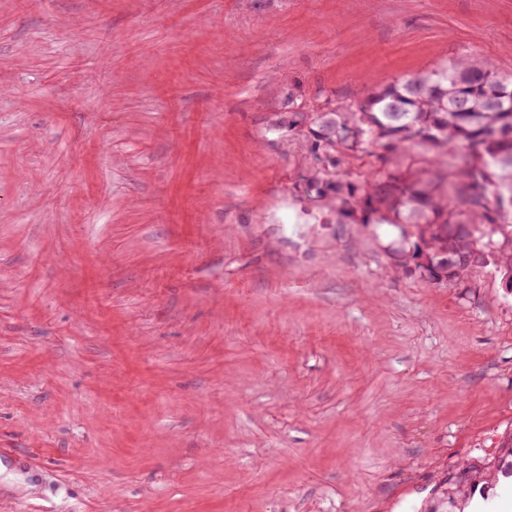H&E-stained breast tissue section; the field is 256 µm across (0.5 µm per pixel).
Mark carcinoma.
<instances>
[{
	"label": "carcinoma",
	"instance_id": "1",
	"mask_svg": "<svg viewBox=\"0 0 512 512\" xmlns=\"http://www.w3.org/2000/svg\"><path fill=\"white\" fill-rule=\"evenodd\" d=\"M288 130L312 141L305 196L362 224L414 228L412 257L421 276L452 282L476 254L512 271V79L486 60L453 64L398 79L356 108L291 112ZM375 147L392 169L359 181L347 172ZM499 239H493V236Z\"/></svg>",
	"mask_w": 512,
	"mask_h": 512
}]
</instances>
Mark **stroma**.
I'll return each mask as SVG.
<instances>
[{
  "mask_svg": "<svg viewBox=\"0 0 512 512\" xmlns=\"http://www.w3.org/2000/svg\"><path fill=\"white\" fill-rule=\"evenodd\" d=\"M512 0H0V512H444L512 434V290L299 184Z\"/></svg>",
  "mask_w": 512,
  "mask_h": 512,
  "instance_id": "obj_1",
  "label": "stroma"
}]
</instances>
